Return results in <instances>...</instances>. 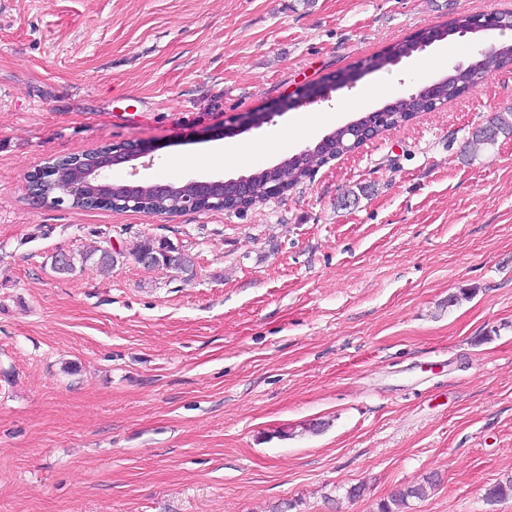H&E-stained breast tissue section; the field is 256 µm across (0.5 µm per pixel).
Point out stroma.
Segmentation results:
<instances>
[{
  "label": "stroma",
  "instance_id": "stroma-1",
  "mask_svg": "<svg viewBox=\"0 0 512 512\" xmlns=\"http://www.w3.org/2000/svg\"><path fill=\"white\" fill-rule=\"evenodd\" d=\"M512 0H0V512H512V64L243 213L39 203L51 157L248 175L432 84L498 30L364 61ZM428 66L414 71L417 61ZM349 76L335 85L332 75ZM318 94L316 133L297 88ZM276 114L225 136L239 113ZM254 145L236 166L216 153ZM150 234L192 273L136 264ZM113 244L110 272L51 268ZM363 485L360 497L350 487ZM443 32L438 28H427L416 32L410 38L395 43L384 50L380 55H376L372 59V65L376 69H380L387 65L392 59L398 57H409L415 51H418V39H425L432 37V39L421 42L418 46L419 49L424 50L426 47L433 44V37L440 36ZM501 131H512V112L499 115L490 127L480 132L479 135L476 134L473 147L477 149L479 145L494 143L496 136ZM437 480L427 478L426 484L407 486L395 491L388 501L379 505V512H406L410 499H422L427 496V488L436 486Z\"/></svg>",
  "mask_w": 512,
  "mask_h": 512
}]
</instances>
